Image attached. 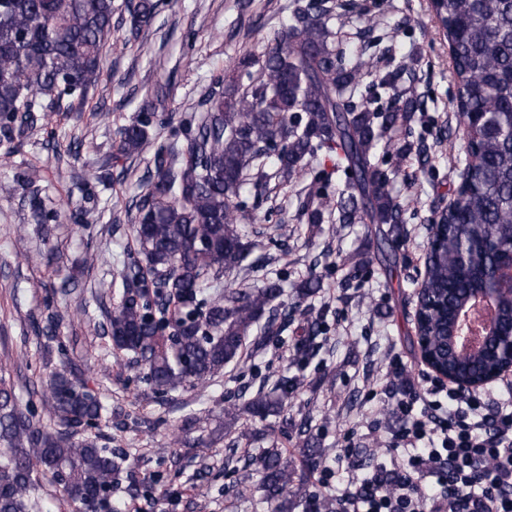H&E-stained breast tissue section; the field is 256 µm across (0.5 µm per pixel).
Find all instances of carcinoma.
Listing matches in <instances>:
<instances>
[{
    "instance_id": "obj_1",
    "label": "carcinoma",
    "mask_w": 512,
    "mask_h": 512,
    "mask_svg": "<svg viewBox=\"0 0 512 512\" xmlns=\"http://www.w3.org/2000/svg\"><path fill=\"white\" fill-rule=\"evenodd\" d=\"M156 0L130 10V35L138 37L157 12ZM448 41L456 93L452 109L470 128L474 160L457 170L459 201L431 221V250L420 283L424 315L417 332L421 354L456 376L471 380L507 363L496 339L483 352L461 359L448 336L459 312L484 288L495 287L500 249L512 245V0H432ZM325 0H294L288 19L260 56L241 62L257 68L249 84L213 77L204 115L186 130V142L161 139L150 129L174 127V115L146 101L120 130V150L151 156L154 171L135 201L136 248L127 251L123 293L107 313L104 332L145 372L154 393L194 387L243 357L245 340L256 346L288 326L297 306L283 300L280 276L266 269L261 285L224 287V272L249 255L240 220L249 204L242 192L248 173L287 181L323 147L337 149V167L349 174L346 200L326 193L314 179L302 209L307 223L322 224L338 211L341 224H388L403 235V208L394 192L399 168L375 162L402 156L396 132L420 106L410 88L398 90L395 71H382L383 52L368 44L351 58L335 46L336 31ZM112 45V0H0V134L23 136L63 103L80 110L103 75ZM373 76V97H357ZM322 287L311 276L295 285L300 298ZM497 329L512 327V293L494 300ZM7 368H0V512H38V475L52 473L75 504L117 512L104 495L121 467L118 454L98 443L106 412L100 397L56 372L43 392L40 414H26ZM300 380L278 379L274 395L259 391L225 410L234 422L288 409ZM262 477L255 490L268 512H291L313 498L293 485L288 455L276 440L257 457Z\"/></svg>"
}]
</instances>
